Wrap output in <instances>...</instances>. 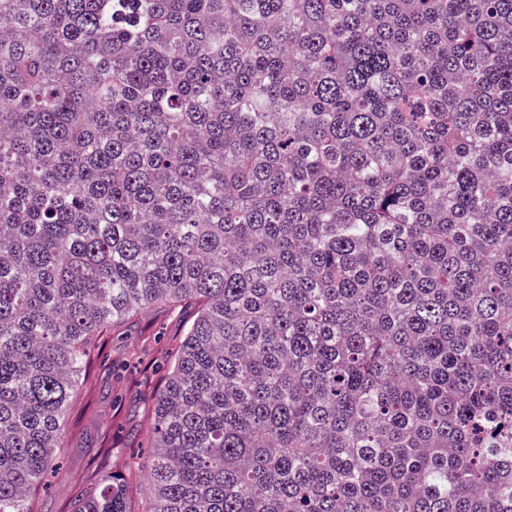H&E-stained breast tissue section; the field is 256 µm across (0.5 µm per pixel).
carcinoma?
<instances>
[{"instance_id": "carcinoma-1", "label": "carcinoma", "mask_w": 512, "mask_h": 512, "mask_svg": "<svg viewBox=\"0 0 512 512\" xmlns=\"http://www.w3.org/2000/svg\"><path fill=\"white\" fill-rule=\"evenodd\" d=\"M181 303L77 512H512V0H0V512ZM195 307L158 306L111 328L79 375L68 412L67 448L58 472L29 498L33 512H74L103 475L118 473L125 452L150 450L149 396L184 339Z\"/></svg>"}]
</instances>
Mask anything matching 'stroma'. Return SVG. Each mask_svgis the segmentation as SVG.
Wrapping results in <instances>:
<instances>
[{"mask_svg": "<svg viewBox=\"0 0 512 512\" xmlns=\"http://www.w3.org/2000/svg\"><path fill=\"white\" fill-rule=\"evenodd\" d=\"M194 306L153 308L111 328L106 343L78 380L68 412L67 446L58 471L29 498L32 512H77L125 452L148 454L149 397L175 357Z\"/></svg>", "mask_w": 512, "mask_h": 512, "instance_id": "1", "label": "stroma"}]
</instances>
